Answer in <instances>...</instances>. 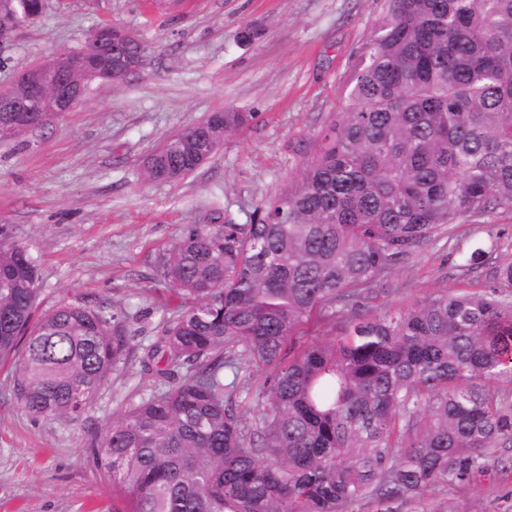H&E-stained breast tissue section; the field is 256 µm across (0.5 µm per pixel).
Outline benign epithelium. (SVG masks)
Masks as SVG:
<instances>
[{"label":"benign epithelium","instance_id":"1","mask_svg":"<svg viewBox=\"0 0 512 512\" xmlns=\"http://www.w3.org/2000/svg\"><path fill=\"white\" fill-rule=\"evenodd\" d=\"M134 39L131 31L115 25L92 31L83 48L66 60L46 59L1 86L0 111L16 113L19 128L28 112L60 115L71 111L94 81H125L140 75L145 54L118 51Z\"/></svg>","mask_w":512,"mask_h":512}]
</instances>
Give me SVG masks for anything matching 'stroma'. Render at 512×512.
Instances as JSON below:
<instances>
[{
    "label": "stroma",
    "instance_id": "obj_1",
    "mask_svg": "<svg viewBox=\"0 0 512 512\" xmlns=\"http://www.w3.org/2000/svg\"><path fill=\"white\" fill-rule=\"evenodd\" d=\"M380 0H48L43 15L0 47V85L47 58L81 48L108 23L148 45L142 73L92 84L50 125L0 140V241L35 259V316L62 304L105 305L133 352L78 420L35 418L0 367V512H120L93 458L92 439L155 385L143 348L171 315L157 261L190 224H246L294 176L298 140L337 110L352 58ZM253 28L251 42L240 39ZM231 109L249 124L192 174L147 182L142 159L170 136ZM482 248L480 264L462 252ZM512 261V211L442 225L432 241L385 273L377 313L439 294L496 290ZM512 512V473L463 490L431 489L392 512Z\"/></svg>",
    "mask_w": 512,
    "mask_h": 512
}]
</instances>
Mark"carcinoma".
I'll use <instances>...</instances> for the list:
<instances>
[{"label": "carcinoma", "mask_w": 512, "mask_h": 512, "mask_svg": "<svg viewBox=\"0 0 512 512\" xmlns=\"http://www.w3.org/2000/svg\"><path fill=\"white\" fill-rule=\"evenodd\" d=\"M342 106L295 146L294 180L248 224H191L158 261L177 315L144 349L155 390L95 439L126 512H350L512 471V301L443 293L375 315L381 276L439 226L512 210V0H381ZM226 110L169 137L144 178L179 180ZM35 260L0 244V366L30 415L79 419L129 338L112 311L59 305L30 326ZM339 335L284 352L319 309ZM271 368L251 421L240 372ZM185 371L173 384L172 378Z\"/></svg>", "instance_id": "1"}]
</instances>
